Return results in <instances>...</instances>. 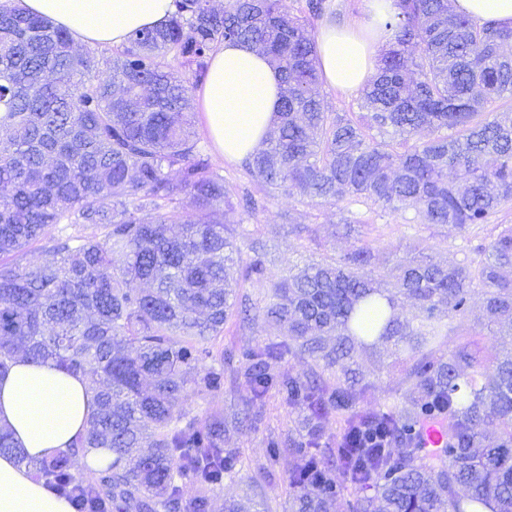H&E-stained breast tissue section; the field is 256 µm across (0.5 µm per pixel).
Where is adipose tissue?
<instances>
[{
	"mask_svg": "<svg viewBox=\"0 0 512 512\" xmlns=\"http://www.w3.org/2000/svg\"><path fill=\"white\" fill-rule=\"evenodd\" d=\"M30 12L66 28L76 41L118 47L141 28L165 24L172 0H21ZM457 12L498 27H512V0H454ZM394 0H366V14L318 31L324 83L344 93L361 89L374 74L387 34L382 17ZM205 128L228 161L250 156L262 143L280 102V78L268 57L227 41L213 54L199 93ZM92 408L86 379L49 365L16 358L0 375V427L33 458L68 449L83 435ZM0 512H71L69 502L34 481L10 455L0 456Z\"/></svg>",
	"mask_w": 512,
	"mask_h": 512,
	"instance_id": "obj_1",
	"label": "adipose tissue"
}]
</instances>
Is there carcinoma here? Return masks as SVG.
I'll return each instance as SVG.
<instances>
[{"instance_id": "1", "label": "carcinoma", "mask_w": 512, "mask_h": 512, "mask_svg": "<svg viewBox=\"0 0 512 512\" xmlns=\"http://www.w3.org/2000/svg\"><path fill=\"white\" fill-rule=\"evenodd\" d=\"M358 114L321 96L312 22L327 0H173L166 24L133 32L109 52L81 49L69 32L0 0V374L19 355L83 376L95 409L72 448L33 459L0 429L12 455L62 496L82 481L76 512H209L205 494L239 474L224 435L249 425L272 390L302 416L288 440L296 465L288 512H512V351L487 356L471 338L450 343L474 294L498 335H512V225L497 224L484 258L443 265L422 251L396 258L391 279L358 239L282 279L266 281V244L242 260L234 193L199 147L189 86L226 40L270 58L281 104L246 169L268 196L297 190L321 204L362 200L421 224L466 233L512 202V28L478 24L450 0H397ZM207 215L183 214L184 201ZM59 224L58 234L45 237ZM46 240L43 257L24 248ZM265 289L262 307L238 298L235 274ZM232 316L277 325L281 339L242 354L252 399L230 427L180 409L187 387L217 393L213 355ZM399 367L393 403L363 356ZM312 364L303 377L273 364ZM343 422L324 441L331 415ZM446 428V446L421 447L422 429ZM373 431L382 448H365ZM75 448H110L112 463L83 478Z\"/></svg>"}]
</instances>
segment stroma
Instances as JSON below:
<instances>
[{"mask_svg": "<svg viewBox=\"0 0 512 512\" xmlns=\"http://www.w3.org/2000/svg\"><path fill=\"white\" fill-rule=\"evenodd\" d=\"M198 136L202 145L209 149L213 167L237 193L258 196L259 209L253 213L239 212L238 217L243 229L266 240L272 258L269 265L271 278H280L288 267L326 255H337L351 246V239L336 233L338 207L319 204L297 194L260 195L244 164L226 161L211 150V140L206 131H199ZM350 209L364 223L363 238L372 248L376 268L384 272L392 267L390 252L394 249L403 251L422 244L430 246L436 260L448 263L467 259L476 262L482 257L481 246L487 245L492 238L487 227L464 234L448 225L414 223V213L410 210L384 213L361 202L351 204ZM277 334L274 325L247 326L233 317L224 325L221 347L238 354L264 345ZM251 396L249 381L235 368L228 367L224 370L223 392L216 395L189 392L181 407L200 418L220 412L225 420L230 421L234 419L240 403ZM300 423V414L289 406L282 394L273 391L262 402L261 416L255 428L228 433L224 445L241 450L244 467L240 479L224 482L210 490V512H224L226 500H243L250 496L264 499L270 506V512H288V476L294 460L284 452L277 462H269L268 451L271 441H284L296 435Z\"/></svg>", "mask_w": 512, "mask_h": 512, "instance_id": "stroma-1", "label": "stroma"}]
</instances>
